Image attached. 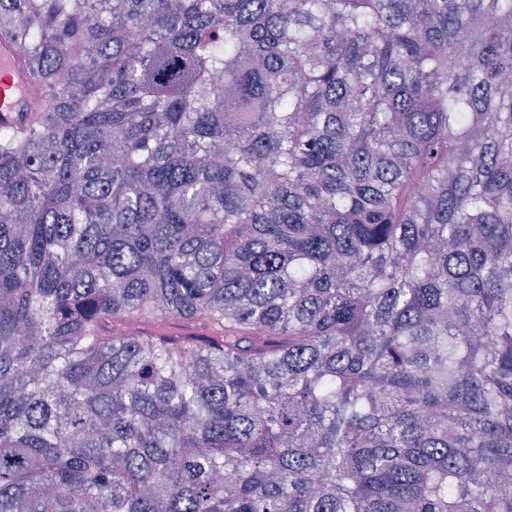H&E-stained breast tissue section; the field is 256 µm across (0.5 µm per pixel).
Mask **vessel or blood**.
<instances>
[{"mask_svg": "<svg viewBox=\"0 0 512 512\" xmlns=\"http://www.w3.org/2000/svg\"><path fill=\"white\" fill-rule=\"evenodd\" d=\"M43 106V95L32 86L25 62L16 55L13 41L1 38L0 116L38 112Z\"/></svg>", "mask_w": 512, "mask_h": 512, "instance_id": "obj_1", "label": "vessel or blood"}]
</instances>
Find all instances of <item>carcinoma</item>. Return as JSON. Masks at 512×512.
Segmentation results:
<instances>
[{
    "mask_svg": "<svg viewBox=\"0 0 512 512\" xmlns=\"http://www.w3.org/2000/svg\"><path fill=\"white\" fill-rule=\"evenodd\" d=\"M0 36V512H512V0ZM14 42L0 39V116H18L21 112H41L42 93L30 81L23 59L14 49Z\"/></svg>",
    "mask_w": 512,
    "mask_h": 512,
    "instance_id": "cac0c4a2",
    "label": "carcinoma"
}]
</instances>
